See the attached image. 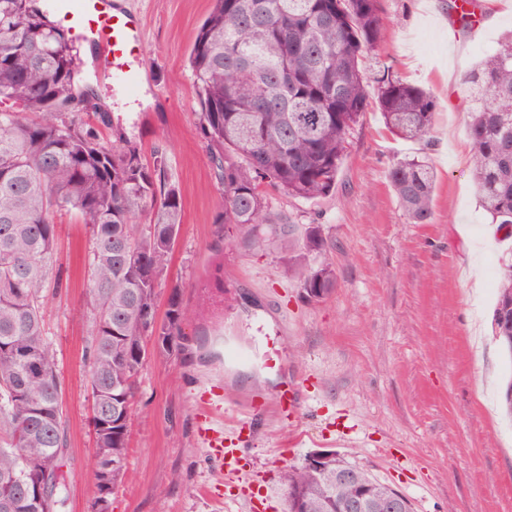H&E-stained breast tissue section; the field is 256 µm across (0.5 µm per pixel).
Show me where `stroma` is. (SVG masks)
<instances>
[{
  "mask_svg": "<svg viewBox=\"0 0 512 512\" xmlns=\"http://www.w3.org/2000/svg\"><path fill=\"white\" fill-rule=\"evenodd\" d=\"M128 2L144 28L128 65L150 71V79L117 90L85 42L73 46L111 116L104 140L119 128L144 160L158 148L167 155L183 223L156 316L164 318L175 285L188 316L181 348L151 356L138 374L112 512H247L232 495L203 493L222 475L195 438L194 387L217 381L225 401L240 405L257 394L273 398L284 375L296 372L305 380L298 425L270 416L244 433L246 468L260 474L278 512L288 508L284 471L323 443L399 490L414 512H512V420L502 408L512 357L492 335L495 283L501 259L512 256V237L497 247L484 243L492 218L471 173L472 103L463 82L512 32V0H492L466 32L449 22L448 0H380L385 34L364 63L366 77L387 71L430 92L433 129L426 142L396 139L369 107L349 137L332 194L309 202L272 193L284 222L300 230L320 225L328 241L322 259L336 272V288L318 302L303 298L277 253L225 246L238 232L215 222L224 189L197 129L188 64L212 0ZM406 156L424 158L437 175L430 223H411L389 185V168ZM56 222L61 285L46 290L43 316L67 415L65 512H91L88 229L75 213ZM341 434L350 435L349 445L337 444Z\"/></svg>",
  "mask_w": 512,
  "mask_h": 512,
  "instance_id": "35a3bbf8",
  "label": "stroma"
}]
</instances>
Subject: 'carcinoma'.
<instances>
[{
    "instance_id": "carcinoma-1",
    "label": "carcinoma",
    "mask_w": 512,
    "mask_h": 512,
    "mask_svg": "<svg viewBox=\"0 0 512 512\" xmlns=\"http://www.w3.org/2000/svg\"><path fill=\"white\" fill-rule=\"evenodd\" d=\"M475 8L460 13L448 3L463 30L481 23L482 5ZM384 31L380 0H213L189 54L199 133L224 186L217 223L235 225L251 249L278 252L310 302L336 286L330 264L309 262L327 240L310 224L300 244L289 243L295 225L272 212L269 190L314 201L335 189L350 133L369 105L362 60ZM464 83L475 102L468 136L481 206L511 228L512 40ZM90 93L70 34L37 0H0V512L66 506L65 417L42 315L46 288L60 287L58 213L74 212L90 225V420L107 418L108 428L97 431L95 469L112 449L114 489L126 466L137 375L147 357L170 354L183 340L179 286L156 321L157 288L182 227L179 189L163 151L145 162L137 147L110 145L66 117L65 108ZM375 102L396 137L430 134L436 101L425 89L383 74ZM388 180L411 222L429 223L433 168L405 157ZM138 215L146 223H133ZM493 329L512 355L511 260L501 265ZM37 457L46 466L28 471L26 461ZM351 466L334 456L324 472L291 466L283 480L317 512H337L336 503L355 491L339 480Z\"/></svg>"
}]
</instances>
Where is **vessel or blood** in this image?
<instances>
[{
    "label": "vessel or blood",
    "instance_id": "obj_1",
    "mask_svg": "<svg viewBox=\"0 0 512 512\" xmlns=\"http://www.w3.org/2000/svg\"><path fill=\"white\" fill-rule=\"evenodd\" d=\"M47 14L78 37L92 42L98 51L104 74L119 88L129 90L138 85L140 76L126 67V60L139 50L143 43V29L139 17L127 9L121 0H43ZM298 384L284 382L274 402L251 399L248 414L256 416L270 411L284 412L298 406ZM197 415V441L205 448L208 459L224 473L223 488L209 489L214 498L223 497L225 489L244 491V501L249 512H268V500L248 495L252 485L239 462L238 445L245 421L233 428H225L218 418L224 407L222 387L205 384L195 395Z\"/></svg>",
    "mask_w": 512,
    "mask_h": 512
}]
</instances>
